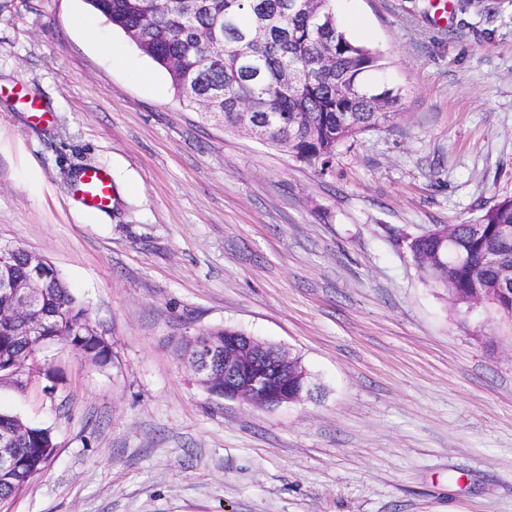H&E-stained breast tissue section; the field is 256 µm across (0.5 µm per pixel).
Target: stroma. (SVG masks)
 Instances as JSON below:
<instances>
[{
  "instance_id": "1",
  "label": "stroma",
  "mask_w": 512,
  "mask_h": 512,
  "mask_svg": "<svg viewBox=\"0 0 512 512\" xmlns=\"http://www.w3.org/2000/svg\"><path fill=\"white\" fill-rule=\"evenodd\" d=\"M332 7L402 99L322 174L183 101L86 0H0V246L112 345L0 375L54 444L0 512H512V323L458 311L401 240L512 198V0ZM82 167L111 173L107 210L73 195ZM224 327L300 359L310 397L212 396L177 349Z\"/></svg>"
}]
</instances>
